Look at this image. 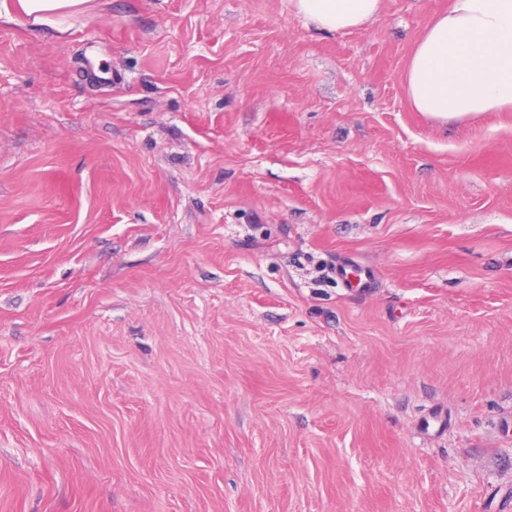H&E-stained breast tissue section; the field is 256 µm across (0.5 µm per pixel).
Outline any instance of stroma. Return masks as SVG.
<instances>
[{
  "label": "stroma",
  "mask_w": 512,
  "mask_h": 512,
  "mask_svg": "<svg viewBox=\"0 0 512 512\" xmlns=\"http://www.w3.org/2000/svg\"><path fill=\"white\" fill-rule=\"evenodd\" d=\"M448 5L0 22V512H512V112L403 85ZM297 15L318 30L339 33L363 27L381 13L382 0H291Z\"/></svg>",
  "instance_id": "obj_1"
}]
</instances>
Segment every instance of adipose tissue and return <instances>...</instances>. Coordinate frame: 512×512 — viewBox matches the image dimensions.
<instances>
[{
	"label": "adipose tissue",
	"instance_id": "1",
	"mask_svg": "<svg viewBox=\"0 0 512 512\" xmlns=\"http://www.w3.org/2000/svg\"><path fill=\"white\" fill-rule=\"evenodd\" d=\"M87 0H0V20L63 29ZM297 15L318 30L363 27L381 13L382 0H291ZM415 111L455 118L512 112V0H452L411 55L404 75Z\"/></svg>",
	"mask_w": 512,
	"mask_h": 512
}]
</instances>
